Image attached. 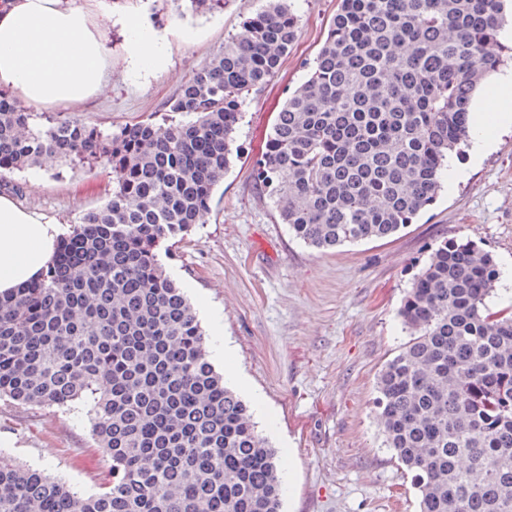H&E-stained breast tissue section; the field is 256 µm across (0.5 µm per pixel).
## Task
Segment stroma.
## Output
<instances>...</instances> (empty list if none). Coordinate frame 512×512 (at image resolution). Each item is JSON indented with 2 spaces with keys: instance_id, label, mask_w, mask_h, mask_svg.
<instances>
[{
  "instance_id": "stroma-1",
  "label": "stroma",
  "mask_w": 512,
  "mask_h": 512,
  "mask_svg": "<svg viewBox=\"0 0 512 512\" xmlns=\"http://www.w3.org/2000/svg\"><path fill=\"white\" fill-rule=\"evenodd\" d=\"M262 5L226 0L223 11L201 14L190 0H97L93 18L105 34L109 79L94 97L51 107V114L106 131L162 111ZM336 5L297 0L296 42L278 74L242 106L241 156L216 189L208 222L184 238L165 267L193 305L217 371L279 452L282 512H416L411 476L376 424V377L407 340L397 310L433 249L468 238L499 269L512 268V127L483 122L478 132L490 149L464 169L449 165L436 202L395 236L327 252L294 239L256 185L254 162ZM130 13L164 36L165 68L131 67L123 24ZM13 184L21 187L17 204L65 229L104 202L112 172L53 162L8 174L0 195ZM221 341L224 357L215 352ZM2 447L82 492L110 479L80 404L0 401Z\"/></svg>"
}]
</instances>
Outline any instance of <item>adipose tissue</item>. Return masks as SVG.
Masks as SVG:
<instances>
[{
	"label": "adipose tissue",
	"instance_id": "ef3b65f1",
	"mask_svg": "<svg viewBox=\"0 0 512 512\" xmlns=\"http://www.w3.org/2000/svg\"><path fill=\"white\" fill-rule=\"evenodd\" d=\"M133 67H154L163 39L129 15ZM107 77L103 34L92 9L74 0H8L0 9V87L30 107L72 104L94 96ZM61 237L58 225L0 196V293L22 287L46 266Z\"/></svg>",
	"mask_w": 512,
	"mask_h": 512
}]
</instances>
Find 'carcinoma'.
I'll use <instances>...</instances> for the list:
<instances>
[{"instance_id": "1", "label": "carcinoma", "mask_w": 512, "mask_h": 512, "mask_svg": "<svg viewBox=\"0 0 512 512\" xmlns=\"http://www.w3.org/2000/svg\"><path fill=\"white\" fill-rule=\"evenodd\" d=\"M295 0H266L160 114L103 132L0 88V177L46 155L112 170L105 203L39 279L0 294V400L89 404L110 463L94 493L0 450V512H281L277 452L211 361L160 249L211 214L242 99L277 73ZM504 0H338L275 112L255 179L318 250L391 237L438 198L470 103L504 65ZM492 254L445 241L398 309L409 340L377 375L376 421L419 512H512V304Z\"/></svg>"}]
</instances>
